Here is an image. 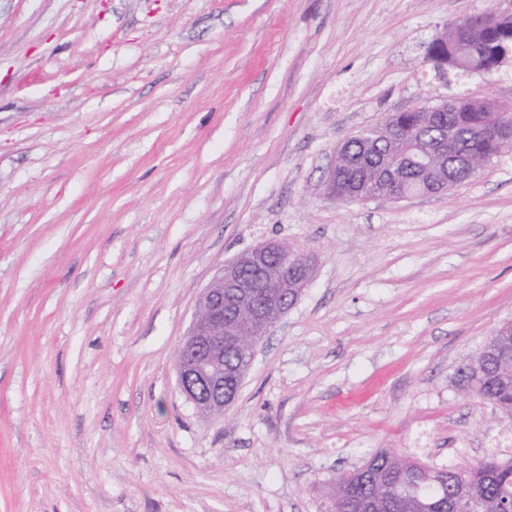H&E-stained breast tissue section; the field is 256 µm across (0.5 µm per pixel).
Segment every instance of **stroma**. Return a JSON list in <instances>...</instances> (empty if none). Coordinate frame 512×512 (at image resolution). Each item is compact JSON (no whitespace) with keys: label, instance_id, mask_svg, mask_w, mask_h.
Returning a JSON list of instances; mask_svg holds the SVG:
<instances>
[{"label":"stroma","instance_id":"35a3bbf8","mask_svg":"<svg viewBox=\"0 0 512 512\" xmlns=\"http://www.w3.org/2000/svg\"><path fill=\"white\" fill-rule=\"evenodd\" d=\"M512 0H0V512H326L380 451L433 467L512 420L455 387L512 319V150L443 196L340 202L337 146L436 95L512 105V62L437 68ZM277 238L315 278L203 417L197 299ZM468 19L448 25L426 46L425 56L432 52L433 57L429 60L437 67L466 68L469 59L474 62L478 58L481 45L476 30L480 26L466 22Z\"/></svg>","mask_w":512,"mask_h":512}]
</instances>
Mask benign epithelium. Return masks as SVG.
I'll use <instances>...</instances> for the list:
<instances>
[{
  "mask_svg": "<svg viewBox=\"0 0 512 512\" xmlns=\"http://www.w3.org/2000/svg\"><path fill=\"white\" fill-rule=\"evenodd\" d=\"M477 29L466 21L444 28L425 48L433 54L430 61L440 68L467 67L481 51ZM477 103L495 117L485 133L497 143H511L512 118L502 112L501 101L485 96ZM457 107V98L440 96L430 99L423 111L434 115ZM348 150L346 142L337 147L326 181L329 194L338 200L350 195L360 202L381 198L400 202L448 192V168L436 163L433 151L426 146L418 145L411 161L417 172L434 175L435 183L420 191L398 194L387 192V187L396 184L395 164L383 166L382 176L371 183L378 190L371 194L366 192L371 184L365 182L353 188L343 180L339 167ZM286 249V243L275 239L254 245L225 264L200 295L188 332L179 345L176 364L181 390L198 412L209 417L224 415V409L238 395L257 344L296 305L288 297L290 282L295 280L304 289L312 284V258L299 253L292 266H283L279 258Z\"/></svg>",
  "mask_w": 512,
  "mask_h": 512,
  "instance_id": "1",
  "label": "benign epithelium"
}]
</instances>
